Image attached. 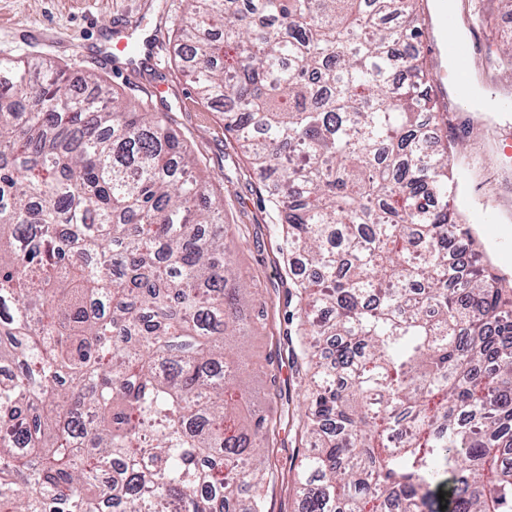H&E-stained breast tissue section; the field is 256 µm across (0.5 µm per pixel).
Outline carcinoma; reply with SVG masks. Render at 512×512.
<instances>
[{
	"label": "carcinoma",
	"mask_w": 512,
	"mask_h": 512,
	"mask_svg": "<svg viewBox=\"0 0 512 512\" xmlns=\"http://www.w3.org/2000/svg\"><path fill=\"white\" fill-rule=\"evenodd\" d=\"M181 2L182 70L284 216L297 512H512V281L448 206L418 0ZM83 85L0 59V512H266L224 206L149 101Z\"/></svg>",
	"instance_id": "cac0c4a2"
}]
</instances>
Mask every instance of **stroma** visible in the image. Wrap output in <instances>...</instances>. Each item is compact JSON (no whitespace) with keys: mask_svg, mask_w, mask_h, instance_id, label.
I'll return each mask as SVG.
<instances>
[{"mask_svg":"<svg viewBox=\"0 0 512 512\" xmlns=\"http://www.w3.org/2000/svg\"><path fill=\"white\" fill-rule=\"evenodd\" d=\"M0 0V58L39 55L64 67L71 85L85 73L102 75L132 103L152 99L156 111L167 113L173 127L194 154L199 175L208 181L224 206V248L231 252L239 274L256 290L270 315L248 345L251 387L257 401L283 414L275 448L276 477L267 486L269 512H297L287 490L304 448L295 420L305 408V376L292 352L295 339L289 319L295 310L284 263L277 251L278 217L265 187L249 176L233 134L224 129V114L202 101L189 77L176 70L178 49L160 35L159 61L143 60L124 75L114 74L100 56L115 25L140 19L138 36L154 33L157 16L177 25L179 0ZM459 37L477 30L485 38L474 52L469 78L491 97V109L479 112L447 99L448 134L460 141L451 163L459 181L458 208L472 223L500 274L512 278V69L490 64V52L500 51L512 37V15L498 0H456Z\"/></svg>","mask_w":512,"mask_h":512,"instance_id":"stroma-1","label":"stroma"}]
</instances>
